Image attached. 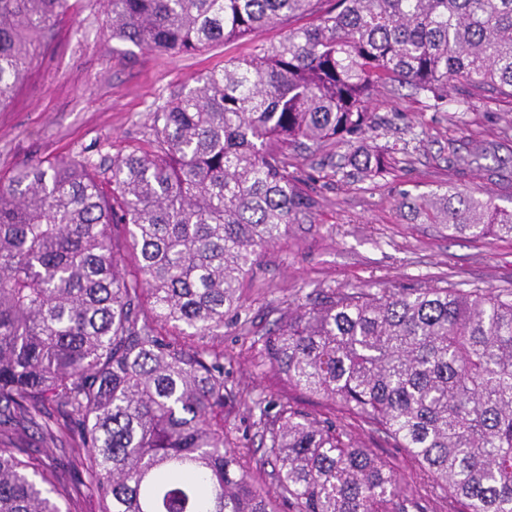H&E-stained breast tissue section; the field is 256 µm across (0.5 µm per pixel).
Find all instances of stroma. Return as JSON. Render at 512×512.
<instances>
[{
  "mask_svg": "<svg viewBox=\"0 0 512 512\" xmlns=\"http://www.w3.org/2000/svg\"><path fill=\"white\" fill-rule=\"evenodd\" d=\"M107 0H74L55 24L13 101L0 110V178L25 161L98 160L148 147L152 114L195 77L225 61L278 41L267 29L200 52L175 55L112 39ZM377 126L348 143L326 144L292 157L298 176L313 186L310 209L282 239L263 249L243 282L248 331L229 323L209 344L224 353L227 386L244 398L267 392L269 373L258 366L256 344L289 301L317 288H512V239L449 235L402 205L412 196L452 188L492 195L512 210V97L484 89L468 95L448 88V103L432 107L422 94L389 87L370 101ZM485 150L457 166L473 142ZM388 150L383 171L360 179L351 157L371 147Z\"/></svg>",
  "mask_w": 512,
  "mask_h": 512,
  "instance_id": "1",
  "label": "stroma"
}]
</instances>
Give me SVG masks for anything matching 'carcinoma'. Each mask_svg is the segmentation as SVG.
Segmentation results:
<instances>
[{
  "mask_svg": "<svg viewBox=\"0 0 512 512\" xmlns=\"http://www.w3.org/2000/svg\"><path fill=\"white\" fill-rule=\"evenodd\" d=\"M110 0L112 38L191 54L305 26L198 77L152 115V149L24 163L0 182V512H423L351 415L462 512H512V289L358 288L287 304L262 337L275 382L248 406L274 480L233 451L237 395L205 339L241 320L262 249L309 206L289 170L364 135L380 87L512 97V0ZM69 0H0V110ZM368 151L352 166L380 171ZM450 234L512 238L493 197L412 198ZM68 453L59 487L9 432Z\"/></svg>",
  "mask_w": 512,
  "mask_h": 512,
  "instance_id": "cac0c4a2",
  "label": "carcinoma"
}]
</instances>
